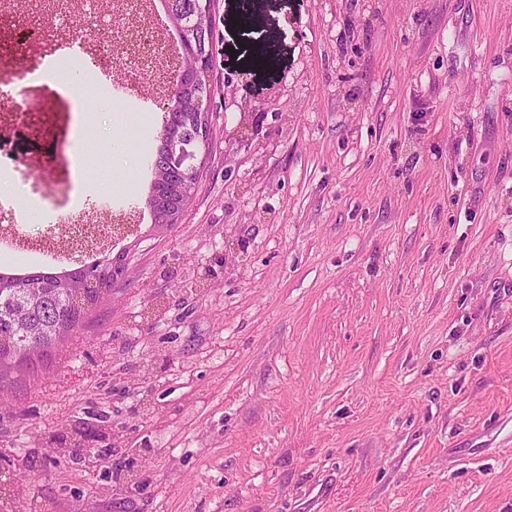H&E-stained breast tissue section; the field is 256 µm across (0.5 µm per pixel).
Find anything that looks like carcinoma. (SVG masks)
<instances>
[{"mask_svg": "<svg viewBox=\"0 0 512 512\" xmlns=\"http://www.w3.org/2000/svg\"><path fill=\"white\" fill-rule=\"evenodd\" d=\"M198 0H171L176 20L193 19ZM201 122L197 115L172 109L166 126L191 135ZM151 165L165 168L169 193L176 203L186 207L192 194L177 188L186 179L184 168L175 164L167 149L156 147ZM91 288L75 285L67 272H53L47 267L37 269L11 268L0 271V386L15 379L16 373L33 372L48 365L61 342L83 329L90 321L86 306ZM44 328L42 336H27L24 321Z\"/></svg>", "mask_w": 512, "mask_h": 512, "instance_id": "obj_1", "label": "carcinoma"}]
</instances>
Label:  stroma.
I'll return each mask as SVG.
<instances>
[{
    "instance_id": "35a3bbf8",
    "label": "stroma",
    "mask_w": 512,
    "mask_h": 512,
    "mask_svg": "<svg viewBox=\"0 0 512 512\" xmlns=\"http://www.w3.org/2000/svg\"><path fill=\"white\" fill-rule=\"evenodd\" d=\"M211 12L212 138L177 223L145 205L157 82L143 132L86 115L99 164L62 199L134 193L127 272L5 387L0 488L28 512H512V0ZM29 100L27 146L68 138ZM102 412L125 436L94 464L72 440Z\"/></svg>"
}]
</instances>
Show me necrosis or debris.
<instances>
[{
    "instance_id": "4bbe7bcc",
    "label": "necrosis or debris",
    "mask_w": 512,
    "mask_h": 512,
    "mask_svg": "<svg viewBox=\"0 0 512 512\" xmlns=\"http://www.w3.org/2000/svg\"><path fill=\"white\" fill-rule=\"evenodd\" d=\"M145 0H123L118 14L105 16L100 0H83V15L73 18L69 0H46L54 15L55 29L45 30L29 22L26 7L0 12V55L12 50L14 42L48 40L50 50L38 62L22 71L0 68V121H26V97L30 86L40 84L54 94L71 89L75 76L87 78L97 103L112 100L113 89H120L127 111L146 118L147 104L141 101L142 82L154 78L161 60L170 58L172 47L160 38L155 27L129 25L130 16L139 14ZM14 190L0 199V217H13L31 210L49 227L37 249L43 257L56 260L65 240L85 238L111 245L112 194L101 192L95 201L67 206L59 195L48 167L24 166L13 180Z\"/></svg>"
}]
</instances>
